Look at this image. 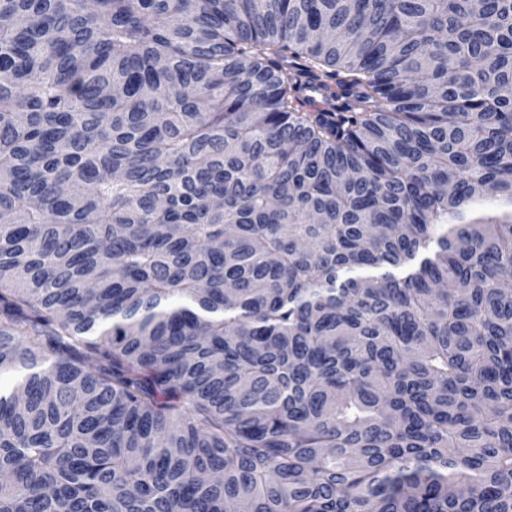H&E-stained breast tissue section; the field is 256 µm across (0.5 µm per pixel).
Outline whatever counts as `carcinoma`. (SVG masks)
<instances>
[{
    "mask_svg": "<svg viewBox=\"0 0 512 512\" xmlns=\"http://www.w3.org/2000/svg\"><path fill=\"white\" fill-rule=\"evenodd\" d=\"M0 18V512H512V0Z\"/></svg>",
    "mask_w": 512,
    "mask_h": 512,
    "instance_id": "obj_1",
    "label": "carcinoma"
}]
</instances>
